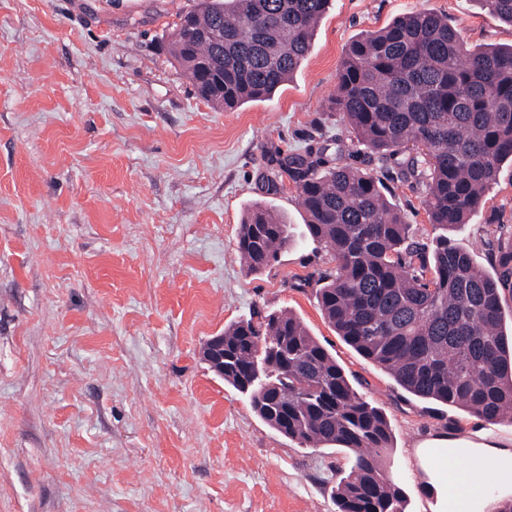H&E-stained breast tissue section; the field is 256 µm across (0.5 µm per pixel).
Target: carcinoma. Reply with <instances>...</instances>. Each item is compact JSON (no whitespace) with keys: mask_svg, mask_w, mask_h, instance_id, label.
<instances>
[{"mask_svg":"<svg viewBox=\"0 0 512 512\" xmlns=\"http://www.w3.org/2000/svg\"><path fill=\"white\" fill-rule=\"evenodd\" d=\"M512 24V0H479ZM331 0H200L165 49L197 92L231 111L270 98L310 53ZM330 111L404 180L425 188L429 250L379 182L347 164L282 157L311 238L334 266L307 279L322 313L359 355L409 393L512 423V336L501 286L512 287V237L492 254L497 276L448 243L470 223L502 165L512 161V46L471 48L448 17L416 10L358 36L337 73ZM288 224L257 203L240 224L237 252L250 274L288 249ZM431 277H426V273ZM272 429L301 448L354 456L336 487L337 512H405V495L380 469L391 447L383 412L294 314L256 310L224 330V369Z\"/></svg>","mask_w":512,"mask_h":512,"instance_id":"1","label":"carcinoma"}]
</instances>
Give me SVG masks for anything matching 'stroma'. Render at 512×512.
I'll return each mask as SVG.
<instances>
[{
  "mask_svg": "<svg viewBox=\"0 0 512 512\" xmlns=\"http://www.w3.org/2000/svg\"><path fill=\"white\" fill-rule=\"evenodd\" d=\"M196 0H0V512H336L341 449L301 448L202 359L253 308L289 310L392 430L381 467L406 512L434 500L415 450L473 439L512 451V425L413 396L323 316L312 240L279 154L341 159L388 191L417 239L420 186L329 111L353 39L401 13L448 16L469 46L512 45L479 0H332L302 67L271 100L224 112L163 48ZM291 226L277 262L247 273L248 206ZM512 235V164L452 232L486 273Z\"/></svg>",
  "mask_w": 512,
  "mask_h": 512,
  "instance_id": "obj_1",
  "label": "stroma"
}]
</instances>
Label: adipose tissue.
<instances>
[{
  "label": "adipose tissue",
  "instance_id": "obj_1",
  "mask_svg": "<svg viewBox=\"0 0 512 512\" xmlns=\"http://www.w3.org/2000/svg\"><path fill=\"white\" fill-rule=\"evenodd\" d=\"M451 455L480 457L483 466L492 472L501 496L512 495V466L506 465L505 453L477 449L474 443L462 438L434 437L420 443L416 450L436 497L434 512H488L494 505L469 470L459 468L446 476L436 470V462Z\"/></svg>",
  "mask_w": 512,
  "mask_h": 512
}]
</instances>
